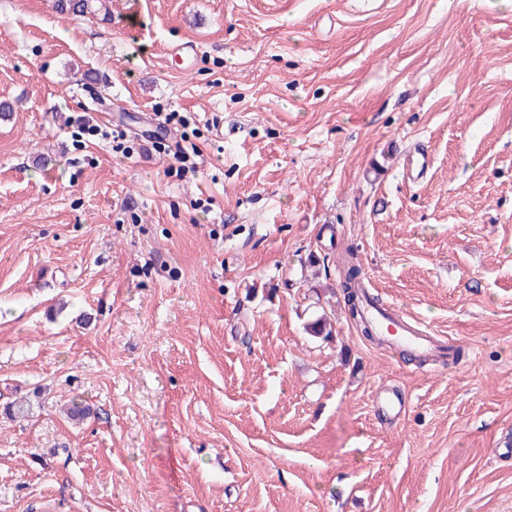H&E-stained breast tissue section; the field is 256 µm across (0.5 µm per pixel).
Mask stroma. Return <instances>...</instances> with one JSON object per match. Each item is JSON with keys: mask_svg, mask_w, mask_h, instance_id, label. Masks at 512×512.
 Returning a JSON list of instances; mask_svg holds the SVG:
<instances>
[{"mask_svg": "<svg viewBox=\"0 0 512 512\" xmlns=\"http://www.w3.org/2000/svg\"><path fill=\"white\" fill-rule=\"evenodd\" d=\"M0 101V512H512V0H0ZM362 271L353 261H348L344 270L341 290L344 298L345 313L350 320L358 323L361 327L362 335L371 342L383 344V341L377 336L376 331L370 321L365 317L363 311V302L361 294ZM380 318L389 324L388 330L397 336L393 342L397 347L412 348L421 355L433 352L434 340L437 338L428 336L427 331L422 329V323L417 319L399 310H384Z\"/></svg>", "mask_w": 512, "mask_h": 512, "instance_id": "obj_1", "label": "stroma"}]
</instances>
